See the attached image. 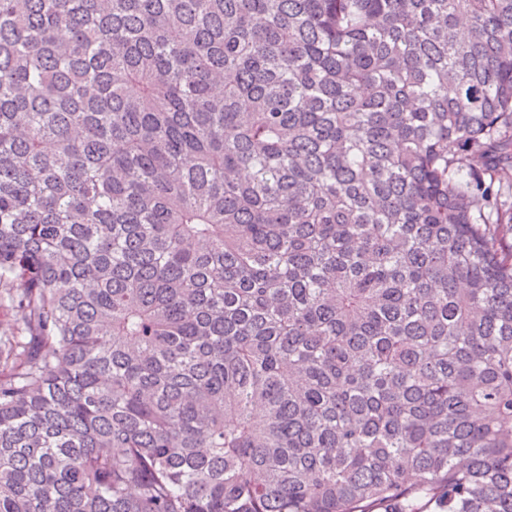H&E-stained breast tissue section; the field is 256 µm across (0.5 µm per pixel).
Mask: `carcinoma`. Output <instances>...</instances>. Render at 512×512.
Here are the masks:
<instances>
[{
    "label": "carcinoma",
    "instance_id": "carcinoma-1",
    "mask_svg": "<svg viewBox=\"0 0 512 512\" xmlns=\"http://www.w3.org/2000/svg\"><path fill=\"white\" fill-rule=\"evenodd\" d=\"M505 186L512 0H0V512H512Z\"/></svg>",
    "mask_w": 512,
    "mask_h": 512
}]
</instances>
